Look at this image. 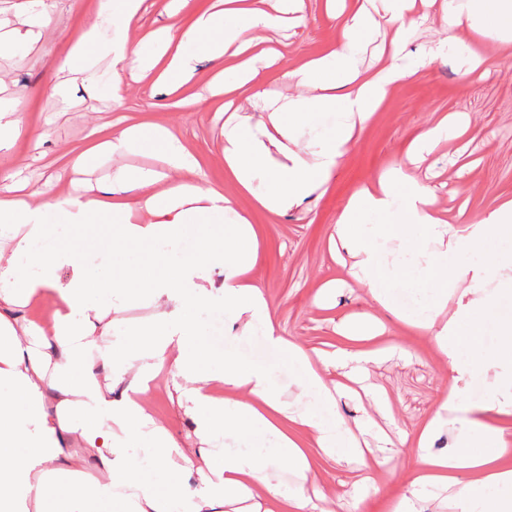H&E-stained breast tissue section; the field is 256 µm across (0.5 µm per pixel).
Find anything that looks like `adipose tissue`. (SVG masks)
I'll return each instance as SVG.
<instances>
[{"label": "adipose tissue", "mask_w": 512, "mask_h": 512, "mask_svg": "<svg viewBox=\"0 0 512 512\" xmlns=\"http://www.w3.org/2000/svg\"><path fill=\"white\" fill-rule=\"evenodd\" d=\"M144 0H99V22L80 31L57 60L50 94L69 100L66 78L82 75L96 83L98 61L112 64V98L121 102L123 74L135 68L158 73L176 85L192 80L200 60L223 66L235 59L233 78L221 84L228 116L224 121V170L256 208L278 215L299 206L327 184L340 158L386 101L391 88L418 69L457 51L462 37L512 43V0H447L448 38L422 46L417 58L406 52L409 35L422 23L416 4L430 0H355L337 10L341 23L327 53L285 72L295 95L269 96L266 69L277 58L265 48L267 35L284 24L300 25L304 0H223L183 26L178 10L144 53L127 41V31ZM51 4L27 11L24 28L0 30V54L37 43L50 21ZM385 19L391 29L387 65L376 72L362 66L363 34ZM267 100L251 112L243 93ZM323 112L336 115L333 131L300 148L291 133ZM464 115L443 117L409 144L415 158L466 127ZM158 152L163 170L120 171L103 195L64 199L0 192V512H226L235 503L245 512H324L319 493L309 492L314 473L302 435L332 452L347 446L356 458L364 450L357 434L336 413L338 398L368 378L383 357L381 349L339 345L307 349L283 336L269 301L256 284L262 230L250 212L234 223L213 219L231 210L232 200L209 183L198 161L175 133L135 125L116 138H99L90 157ZM266 175L264 192L253 182ZM403 218L410 252L388 249ZM198 236L192 254L165 270L147 264L122 268L115 244L146 245L176 252L189 227ZM512 239V199L477 217L459 214L448 223L432 189L400 169L352 194L336 215V239L355 281L366 288L376 310L406 329L427 336L433 354L448 370L436 408L415 437L416 475L408 494L393 498L390 512H417L414 501L430 487H456L461 512H512V465L505 460L512 433L501 417L512 408V250L488 252L493 238ZM475 262L458 265L460 255ZM112 268L91 281L93 261ZM224 267V305L239 324V336L261 328L266 346L297 365L295 404L260 364L228 356L215 359L198 336L194 310L213 296L209 271ZM73 277L60 284L57 272ZM494 282L488 296L481 288ZM454 295L456 310L443 318L442 296ZM52 297L51 328L14 318L33 299ZM150 298L157 307L137 328L119 317L127 303ZM492 320L497 345L481 352L461 348L462 329ZM169 366L176 404L190 419L197 446L180 449L149 412L141 396L162 366ZM345 379L331 382L332 372ZM492 372L493 402L469 404L470 381ZM462 420L452 451L436 454L434 438L452 415ZM269 437L263 453L243 445L244 430ZM95 458L105 482H90L79 465ZM287 458L297 476L284 489L274 470ZM162 483L140 478L143 464Z\"/></svg>", "instance_id": "obj_1"}]
</instances>
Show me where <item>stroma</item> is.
I'll use <instances>...</instances> for the list:
<instances>
[{
	"mask_svg": "<svg viewBox=\"0 0 512 512\" xmlns=\"http://www.w3.org/2000/svg\"><path fill=\"white\" fill-rule=\"evenodd\" d=\"M170 2L145 0L128 31L133 45L149 50L148 35L170 23ZM305 5L304 24L271 36L281 55L268 71L269 86L284 97L295 89L283 80V73L321 55L336 37V21L327 14L324 0H305ZM98 21L97 0H56L52 20L40 41L26 51L0 57V91L11 98L22 117L13 148L0 154V188L26 185L44 196L63 198L81 187L111 181L119 169L158 166V159L146 153L99 158L79 171L73 170L72 160L96 137L119 135L133 124L159 125L172 129L185 151L197 158L207 180L233 198L234 210L222 215L221 223H234L236 212L252 210L251 197L241 194L224 174V99L208 94L214 75L209 61L199 63L193 82L176 95L155 84L152 76L129 71L125 74L128 90L119 105L113 103L104 81L89 85L74 80L71 101L65 107L50 96L53 65L67 53L71 33ZM481 51L490 69L488 75L462 77L454 55L421 69L392 89L324 187L283 215L252 211L255 223L267 227L256 282L284 336L309 348L343 345L347 338L339 334V327L371 312L365 289L337 264L330 246L339 209L354 192L386 171L400 168L429 184L438 207L452 223L457 220L460 203L480 214L499 200L512 199V44L489 39ZM196 94L205 97L202 109L185 112L177 107L179 97ZM451 112L469 115L467 131L442 141L422 162L411 163L407 157L410 141ZM46 122L51 125V137L33 146V134ZM209 277L214 298L198 312V328L205 343L216 355L229 349L239 357L264 363L283 388L284 400L295 401V366L266 348L262 331L231 340L233 321L224 309L223 266H214ZM336 281L341 287L332 295L329 307H315L312 299L317 291ZM383 321L385 333L375 342L396 346L398 352L373 368L371 382L374 390L386 397L393 415L392 420L379 422L393 442L384 451L389 464L367 468L307 443L325 512H351L362 491L367 494L366 512H382L383 496L406 489L415 470L416 431L432 413L445 382L443 367L427 337L409 334L391 316H384ZM171 391L165 378H157L149 407L180 447L188 450L195 444L192 425L178 410Z\"/></svg>",
	"mask_w": 512,
	"mask_h": 512,
	"instance_id": "obj_1",
	"label": "stroma"
}]
</instances>
